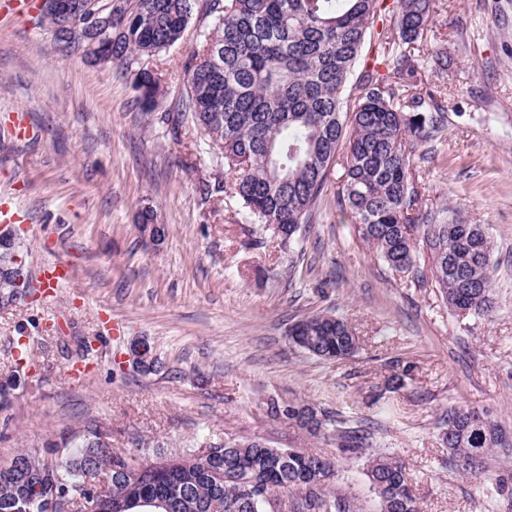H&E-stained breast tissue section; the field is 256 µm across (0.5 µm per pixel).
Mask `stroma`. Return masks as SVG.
I'll list each match as a JSON object with an SVG mask.
<instances>
[{"label":"stroma","mask_w":512,"mask_h":512,"mask_svg":"<svg viewBox=\"0 0 512 512\" xmlns=\"http://www.w3.org/2000/svg\"><path fill=\"white\" fill-rule=\"evenodd\" d=\"M0 0V199L18 206L17 243L28 295L0 300V382L19 352L27 368L0 406V462L40 454L103 425L132 463L192 450L197 437L257 439L331 457L332 491L376 512L363 459L267 413L269 399L305 402L364 429L370 451L402 459L421 512H512V451L462 476L441 444L450 409L487 413L512 432V0H436L422 41L448 69L418 76L459 104L445 138L416 146L425 210L459 212L494 241L497 308L453 310L419 246L422 283L393 272L340 220L341 171L284 244L215 192L229 181L191 123L161 119L185 92L195 38L154 57L166 77L154 111L132 74L64 50ZM29 137L17 138L16 113ZM152 209L166 236H144ZM68 260L74 280L41 287L38 270ZM344 317L360 338L345 360L312 357L288 328L319 312ZM94 337L80 355L82 337ZM147 341L159 362L144 374L126 358ZM403 373V385L387 381ZM506 481L503 495L488 488Z\"/></svg>","instance_id":"1"}]
</instances>
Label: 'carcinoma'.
<instances>
[{
  "label": "carcinoma",
  "instance_id": "carcinoma-1",
  "mask_svg": "<svg viewBox=\"0 0 512 512\" xmlns=\"http://www.w3.org/2000/svg\"><path fill=\"white\" fill-rule=\"evenodd\" d=\"M127 21L112 32V62L126 71L181 42L194 13L211 19L184 65L185 98L177 116L191 119L208 136L224 169L222 185L258 223L292 240L308 222L314 203L339 165L342 190L337 207L355 224L360 238L376 248L392 270L417 265L411 237L423 225L435 287L452 308L478 317L494 308L493 241L483 224L457 213L420 214L419 171L412 148L442 137L448 109L417 79L414 50L423 40L435 0H393L394 25L378 32L377 57L361 65L362 49L381 11L382 0H126ZM140 98L151 110L159 79L144 69ZM360 90L354 105L344 92ZM292 342L323 359L354 355L360 340L341 316L316 314L288 329ZM267 413L284 416L313 438L334 437L336 447L360 456L369 447L362 430L307 404L268 402ZM475 409L448 411L442 436L448 457L465 477L485 471L495 450L512 447V436L487 422L478 430ZM86 438L72 441L70 459L32 456L31 477L0 474V512H27L29 497L47 493L34 486L39 474L59 475L57 490L81 479ZM217 451L205 462L185 456L175 491V512H270L283 489L305 491L301 512H355L346 497L330 492L335 476L323 455L294 448L275 456L259 441L207 444ZM366 476L378 512H419L405 463L392 455L367 458Z\"/></svg>",
  "mask_w": 512,
  "mask_h": 512
}]
</instances>
